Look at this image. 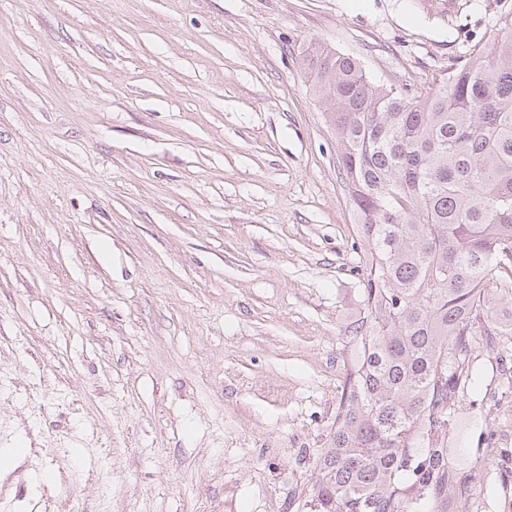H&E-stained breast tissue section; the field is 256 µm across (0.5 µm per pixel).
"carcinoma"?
Listing matches in <instances>:
<instances>
[{
	"label": "carcinoma",
	"instance_id": "1",
	"mask_svg": "<svg viewBox=\"0 0 512 512\" xmlns=\"http://www.w3.org/2000/svg\"><path fill=\"white\" fill-rule=\"evenodd\" d=\"M479 60L429 91L372 83L306 48L357 215L364 310L307 512H448L472 480L448 447L469 353L512 332V19Z\"/></svg>",
	"mask_w": 512,
	"mask_h": 512
}]
</instances>
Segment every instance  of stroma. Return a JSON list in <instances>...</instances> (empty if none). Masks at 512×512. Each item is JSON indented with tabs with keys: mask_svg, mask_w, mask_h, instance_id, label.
Here are the masks:
<instances>
[{
	"mask_svg": "<svg viewBox=\"0 0 512 512\" xmlns=\"http://www.w3.org/2000/svg\"><path fill=\"white\" fill-rule=\"evenodd\" d=\"M512 0H0V512H289L363 308L315 42L436 87ZM448 444L512 499V349Z\"/></svg>",
	"mask_w": 512,
	"mask_h": 512,
	"instance_id": "1",
	"label": "stroma"
}]
</instances>
